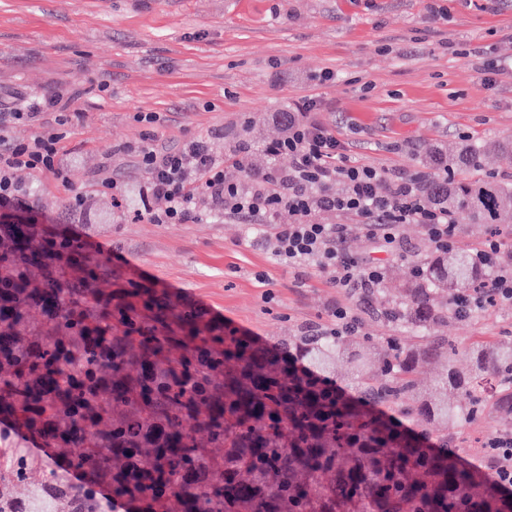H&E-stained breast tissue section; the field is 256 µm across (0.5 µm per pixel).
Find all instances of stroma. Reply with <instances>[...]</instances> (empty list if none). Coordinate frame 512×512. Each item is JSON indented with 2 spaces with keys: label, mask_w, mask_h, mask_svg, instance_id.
Listing matches in <instances>:
<instances>
[{
  "label": "stroma",
  "mask_w": 512,
  "mask_h": 512,
  "mask_svg": "<svg viewBox=\"0 0 512 512\" xmlns=\"http://www.w3.org/2000/svg\"><path fill=\"white\" fill-rule=\"evenodd\" d=\"M512 0H0V99L76 90L80 99L61 147L68 185L26 170L45 221L100 244L112 266L158 284L210 320L270 342L333 324L342 305L363 333L395 336L376 315L377 293L334 286L330 272L289 268L266 234L212 213L193 224H155L145 183L127 146L209 140L214 156L248 145L243 183L267 169L265 146L282 139L280 113L308 98L317 119L353 146L361 163L431 175L435 160L469 143L512 137ZM154 113L153 125L136 113ZM116 173L120 201L98 193ZM84 195L83 209L71 203ZM405 258L387 262L393 289L431 253L426 230L405 224ZM458 345L459 365L482 341L512 336V304L438 326ZM512 429L492 413L448 432L472 470L490 473L475 436Z\"/></svg>",
  "instance_id": "obj_1"
}]
</instances>
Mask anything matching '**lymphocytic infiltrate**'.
Listing matches in <instances>:
<instances>
[{"label": "lymphocytic infiltrate", "mask_w": 512, "mask_h": 512, "mask_svg": "<svg viewBox=\"0 0 512 512\" xmlns=\"http://www.w3.org/2000/svg\"><path fill=\"white\" fill-rule=\"evenodd\" d=\"M77 98V93L60 91L0 101V209L31 212L29 192L15 178L18 170L68 183L69 166L59 129L71 121L70 107ZM314 108V102L308 101L300 111L283 113L287 134L269 146L272 164L251 175L245 187L228 180L226 171L244 168L246 148L218 158L203 138L174 149L138 146L134 156L146 175L141 195L166 202L163 210L151 213V221L195 222L202 216L199 199L208 198L219 212L265 226L281 265H310L332 272L339 288L371 289L384 278V263L359 259L347 250L354 231L377 237L392 258L403 255L398 229L404 224L423 225L431 247H444L450 227L448 211L425 204L423 177L392 174L352 158L335 132L313 118ZM22 123L37 129L30 140L11 136L12 128ZM283 156L288 159L284 168L277 163ZM284 210L291 220L281 224L277 217ZM324 210L352 216L353 221L320 223L318 215Z\"/></svg>", "instance_id": "lymphocytic-infiltrate-1"}]
</instances>
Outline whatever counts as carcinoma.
I'll return each mask as SVG.
<instances>
[{
    "label": "carcinoma",
    "instance_id": "1",
    "mask_svg": "<svg viewBox=\"0 0 512 512\" xmlns=\"http://www.w3.org/2000/svg\"><path fill=\"white\" fill-rule=\"evenodd\" d=\"M483 155L469 144L448 167ZM431 196L455 226L512 222V181L434 183ZM2 267L0 423L48 449L40 489L65 512H100L99 486L135 512H512V494L448 447V428L512 412V340L460 370L458 347L429 335L490 276L476 250L434 251L378 310L408 335L376 342L324 329L261 343L43 224L0 217ZM431 362L448 374L427 392ZM58 455L84 486L59 480ZM30 468L0 465V512H27L16 488Z\"/></svg>",
    "mask_w": 512,
    "mask_h": 512
}]
</instances>
